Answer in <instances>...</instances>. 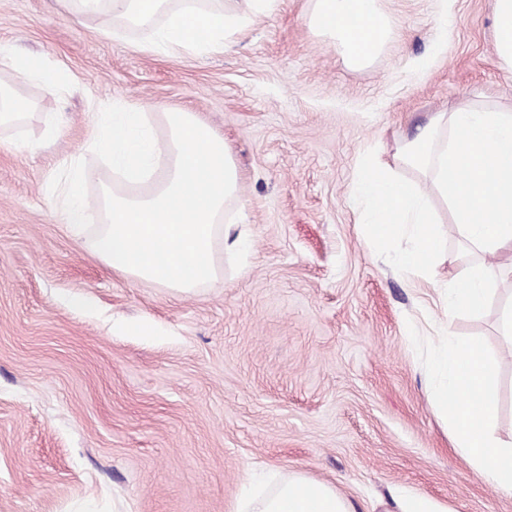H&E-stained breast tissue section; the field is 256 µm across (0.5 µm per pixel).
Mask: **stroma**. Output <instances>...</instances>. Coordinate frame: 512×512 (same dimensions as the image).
Returning a JSON list of instances; mask_svg holds the SVG:
<instances>
[{"label":"stroma","mask_w":512,"mask_h":512,"mask_svg":"<svg viewBox=\"0 0 512 512\" xmlns=\"http://www.w3.org/2000/svg\"><path fill=\"white\" fill-rule=\"evenodd\" d=\"M381 6L397 28L355 68L310 30L311 0H281L203 57L147 54L64 0H0V44L68 78L51 90L0 70L37 104L0 127V512H233L247 483L277 473L331 484L359 512H397L398 492L512 512L455 449L407 334L443 319L459 266L404 279L390 247L363 239L352 196L365 152L391 161L433 112L479 97L512 107V76L494 56L490 0ZM134 103L197 113L241 170L248 255L192 296L112 273L48 191L82 159L97 199L112 174L89 149L90 115ZM511 306L505 275L485 310L446 326L484 343L505 441Z\"/></svg>","instance_id":"1"}]
</instances>
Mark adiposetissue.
<instances>
[{
  "instance_id": "obj_1",
  "label": "adipose tissue",
  "mask_w": 512,
  "mask_h": 512,
  "mask_svg": "<svg viewBox=\"0 0 512 512\" xmlns=\"http://www.w3.org/2000/svg\"><path fill=\"white\" fill-rule=\"evenodd\" d=\"M76 19L101 15L113 20L112 34L142 30L141 49L153 55L221 53L232 36L273 14L279 0H223L199 8L195 0H71ZM493 49L499 67L512 73V0H492ZM309 26L336 46L352 65H365L393 33L395 23L380 0H312ZM0 67L45 87L63 74L41 58L0 45ZM393 165L363 156L354 192L367 239L394 244L392 262L402 277H428L443 258L433 197L448 207L461 245L480 256L512 251V108L469 101L434 113L413 137L400 141ZM418 177L397 175L396 166ZM407 247H399L401 238ZM493 268L465 269L448 288L449 315L482 311ZM437 384L434 397L455 448L470 467L501 495L512 497V445L495 435L500 394L495 367L483 342L473 336H443L430 346ZM235 512H356L330 484L301 475L278 479L271 488L242 495Z\"/></svg>"
}]
</instances>
